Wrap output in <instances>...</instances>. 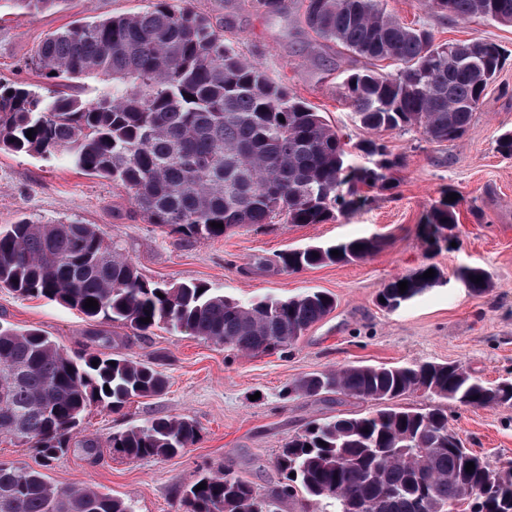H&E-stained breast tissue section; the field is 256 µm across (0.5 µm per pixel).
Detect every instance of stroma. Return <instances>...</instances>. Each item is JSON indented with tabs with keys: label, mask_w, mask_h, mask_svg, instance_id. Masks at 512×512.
Here are the masks:
<instances>
[{
	"label": "stroma",
	"mask_w": 512,
	"mask_h": 512,
	"mask_svg": "<svg viewBox=\"0 0 512 512\" xmlns=\"http://www.w3.org/2000/svg\"><path fill=\"white\" fill-rule=\"evenodd\" d=\"M152 0H62L31 18L5 0L0 5V81L38 84L31 63L47 32L77 20L140 12ZM284 13L269 15L250 0H192L193 8L223 21L224 37L257 62L267 77L322 112L330 125L359 139L342 92L351 70L366 62L311 33L302 23L303 0H285ZM403 22L430 31L440 43L483 40L512 53V25L481 17L462 23L425 7L422 0H386ZM512 129V57L488 87L471 130L446 145L413 131L382 138L401 166L396 189L374 195L362 210L324 224H266L219 238L184 240L169 228L147 223L129 196L111 181L69 164L0 151V227L20 219L37 224L97 225L117 242L151 281L198 282L213 292L250 303L320 290L336 299L334 311L284 353L243 356L230 347L165 327L138 337L112 327L116 354L153 363L168 380L161 396L140 399L118 412L92 407L85 436L98 445L96 460L78 449L50 461L43 471L58 486L90 484L124 499L134 512H177L183 486L199 470L228 468L260 494L278 492L283 478L275 458L289 437L314 420L368 411L343 394L290 392L306 374L347 365L454 362L493 383L512 379V157L496 139ZM460 199L454 245L425 246L420 219L442 191ZM385 236L387 247L358 262L329 264L293 273L256 268L259 258L309 244ZM433 264L440 284L389 311L377 303L385 284ZM465 267L490 276L487 290L472 292L459 279ZM0 322L37 328L60 347H89L91 326L77 310L45 298H23L0 289ZM158 416H186L199 440L164 460H133L116 452L112 437ZM448 422L466 447L490 459L512 461V404L468 408L452 402Z\"/></svg>",
	"instance_id": "1"
}]
</instances>
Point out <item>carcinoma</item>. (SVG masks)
<instances>
[{"instance_id": "obj_1", "label": "carcinoma", "mask_w": 512, "mask_h": 512, "mask_svg": "<svg viewBox=\"0 0 512 512\" xmlns=\"http://www.w3.org/2000/svg\"><path fill=\"white\" fill-rule=\"evenodd\" d=\"M11 2L36 17L59 0ZM425 6L461 22L483 17L512 25V0H425ZM303 22L356 56L400 64L394 76L371 68L346 76L345 101L369 133L350 146L320 113L227 44L224 23L196 13L190 0L178 7L155 0L141 12L47 33L31 63L53 88L0 82V150L64 157L123 189L148 223L188 238H218L276 218L324 224L365 206L368 192L396 187L399 162L374 135L414 129L438 145L463 137L506 61L502 47L487 41L476 55L448 65L442 44L394 16L385 0H305ZM90 76L105 83L94 97L60 90L64 81ZM354 150L368 163H352ZM448 197L442 192L420 224L432 249L453 237L458 224L459 201ZM386 246L381 237H362L290 249L279 255L277 269L351 263ZM429 269L386 284L382 307L395 310L440 283L438 270L423 277ZM459 277L475 293L491 287L478 267L461 269ZM0 288L78 310L95 327V343L111 342L96 330L101 324L117 323L139 337L166 326L246 355L288 349L336 307L323 291L244 304L199 283L149 281L95 225L25 219L0 229ZM89 298L97 308L85 307ZM146 317L151 321L141 322ZM166 387L150 363L98 349L72 354L37 329L0 326V435L38 449L46 462L72 446L96 455V440L78 438L90 407L116 412ZM417 390L465 407L512 403V380L495 390L457 363L350 365L308 374L290 392L388 405L315 420L289 438L275 461L281 492L262 497L232 470L206 469L183 489L179 512H280L296 489L325 512H451L466 497L479 503V512H512V461L494 464L465 448L439 404L393 403ZM198 436L188 417H157L113 436L112 448L130 459H165ZM468 462L475 465L470 472ZM201 483L206 488L196 489ZM0 512L133 509L90 485L58 487L33 467L0 463Z\"/></svg>"}]
</instances>
